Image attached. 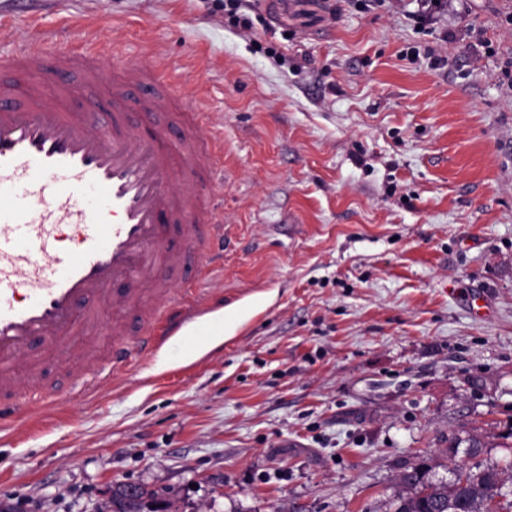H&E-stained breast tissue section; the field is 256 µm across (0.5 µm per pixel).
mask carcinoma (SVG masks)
Masks as SVG:
<instances>
[{
	"label": "carcinoma",
	"instance_id": "cac0c4a2",
	"mask_svg": "<svg viewBox=\"0 0 512 512\" xmlns=\"http://www.w3.org/2000/svg\"><path fill=\"white\" fill-rule=\"evenodd\" d=\"M451 473V481L434 482L428 470L410 468L398 478L394 512H512V494L497 485L498 470L457 465ZM153 496L143 488L139 499L131 500L122 484L112 489V512H144V498Z\"/></svg>",
	"mask_w": 512,
	"mask_h": 512
}]
</instances>
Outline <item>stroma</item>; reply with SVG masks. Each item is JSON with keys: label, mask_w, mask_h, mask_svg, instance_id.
<instances>
[{"label": "stroma", "mask_w": 512, "mask_h": 512, "mask_svg": "<svg viewBox=\"0 0 512 512\" xmlns=\"http://www.w3.org/2000/svg\"><path fill=\"white\" fill-rule=\"evenodd\" d=\"M0 0L20 36L155 56L224 135L229 237L201 354L68 394L0 437V508L392 512L402 465H512V0ZM240 324L241 319L235 315L225 317V325L223 327L213 326L208 323L201 324L198 329V335L203 336L199 342L200 347L204 350H209L224 342L223 335L233 333ZM155 494L141 487L140 497L137 501L131 500L126 494L125 484L112 489L113 512H144V498L154 497Z\"/></svg>", "instance_id": "stroma-1"}]
</instances>
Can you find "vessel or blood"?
<instances>
[{"mask_svg":"<svg viewBox=\"0 0 512 512\" xmlns=\"http://www.w3.org/2000/svg\"><path fill=\"white\" fill-rule=\"evenodd\" d=\"M13 37L0 27V72L27 77L21 88L0 82V430L9 432L62 399L43 383L45 349L85 392L148 365L206 314L225 241L211 191L224 141L208 132L207 113L149 61H124L104 91L96 56L5 49ZM75 71L90 105L83 119L65 106ZM138 86L149 89L137 104L139 133L125 120ZM93 330L105 356L93 344L73 355L74 340Z\"/></svg>","mask_w":512,"mask_h":512,"instance_id":"1","label":"vessel or blood"}]
</instances>
